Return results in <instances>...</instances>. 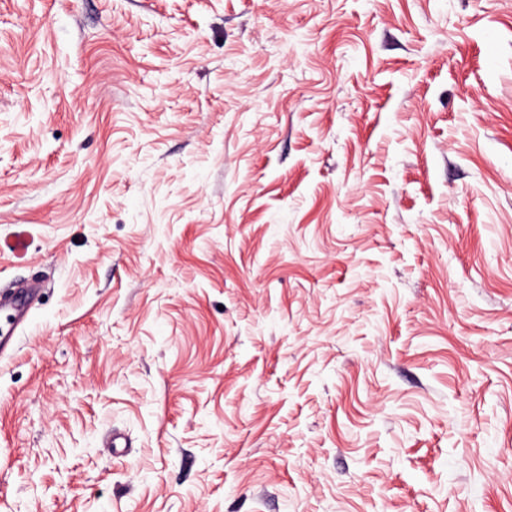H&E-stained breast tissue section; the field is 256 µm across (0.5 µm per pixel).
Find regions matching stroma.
I'll return each mask as SVG.
<instances>
[{
  "label": "stroma",
  "mask_w": 512,
  "mask_h": 512,
  "mask_svg": "<svg viewBox=\"0 0 512 512\" xmlns=\"http://www.w3.org/2000/svg\"><path fill=\"white\" fill-rule=\"evenodd\" d=\"M16 283L0 512H512V0H0Z\"/></svg>",
  "instance_id": "1"
}]
</instances>
